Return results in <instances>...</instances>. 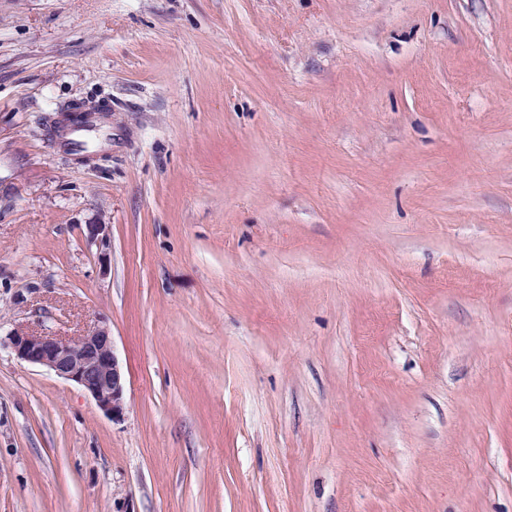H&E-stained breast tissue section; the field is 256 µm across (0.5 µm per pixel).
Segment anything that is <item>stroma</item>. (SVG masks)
Wrapping results in <instances>:
<instances>
[{
  "instance_id": "35a3bbf8",
  "label": "stroma",
  "mask_w": 512,
  "mask_h": 512,
  "mask_svg": "<svg viewBox=\"0 0 512 512\" xmlns=\"http://www.w3.org/2000/svg\"><path fill=\"white\" fill-rule=\"evenodd\" d=\"M41 319L109 325L127 409L0 347V512H512V0H0ZM80 112H65L61 115L57 123V131L60 128H66L69 131L83 129L91 131L101 128L98 125L107 119L109 112H102V106L87 107L85 104L79 105Z\"/></svg>"
}]
</instances>
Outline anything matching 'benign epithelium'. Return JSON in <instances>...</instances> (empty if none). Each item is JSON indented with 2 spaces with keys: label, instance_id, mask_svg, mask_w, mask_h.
<instances>
[{
  "label": "benign epithelium",
  "instance_id": "benign-epithelium-1",
  "mask_svg": "<svg viewBox=\"0 0 512 512\" xmlns=\"http://www.w3.org/2000/svg\"><path fill=\"white\" fill-rule=\"evenodd\" d=\"M107 117L103 107L82 104L77 112L63 113L57 128L96 130ZM86 236L104 248L109 225L88 224ZM7 342L20 361L44 367L80 386L106 416L114 420L124 416V379L107 324H98L75 336H62L45 326L21 329L8 336Z\"/></svg>",
  "mask_w": 512,
  "mask_h": 512
}]
</instances>
